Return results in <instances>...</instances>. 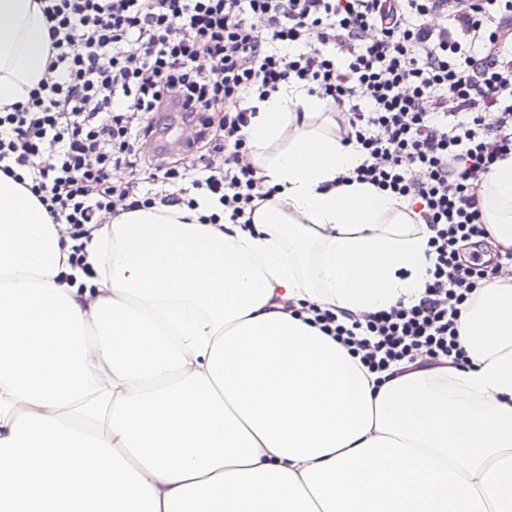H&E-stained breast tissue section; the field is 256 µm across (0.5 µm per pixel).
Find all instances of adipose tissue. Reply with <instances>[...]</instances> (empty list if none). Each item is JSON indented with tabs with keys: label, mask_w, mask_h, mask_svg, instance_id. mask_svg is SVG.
I'll use <instances>...</instances> for the list:
<instances>
[{
	"label": "adipose tissue",
	"mask_w": 512,
	"mask_h": 512,
	"mask_svg": "<svg viewBox=\"0 0 512 512\" xmlns=\"http://www.w3.org/2000/svg\"><path fill=\"white\" fill-rule=\"evenodd\" d=\"M47 55L38 0H0V108ZM326 107L259 103L275 194L250 225L204 197L125 212L92 230L86 273L0 174V282L26 281L0 285V512H512V280L462 310L467 362L383 381L306 320L415 303L429 266L408 202L341 183L357 157L306 126ZM479 207L512 251V155Z\"/></svg>",
	"instance_id": "1"
}]
</instances>
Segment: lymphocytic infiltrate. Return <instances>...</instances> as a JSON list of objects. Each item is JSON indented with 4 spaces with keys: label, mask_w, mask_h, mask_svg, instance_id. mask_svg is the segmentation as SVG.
<instances>
[{
    "label": "lymphocytic infiltrate",
    "mask_w": 512,
    "mask_h": 512,
    "mask_svg": "<svg viewBox=\"0 0 512 512\" xmlns=\"http://www.w3.org/2000/svg\"><path fill=\"white\" fill-rule=\"evenodd\" d=\"M47 75L0 112V173L76 241L105 216L218 201L233 223L271 199L246 128L257 102L296 86L327 100L351 175L410 203L431 233L421 299L345 325L314 321L386 373L464 359L459 307L512 273L463 258L485 239L482 177L512 154V0H40ZM152 187L112 185L118 167Z\"/></svg>",
    "instance_id": "obj_1"
}]
</instances>
